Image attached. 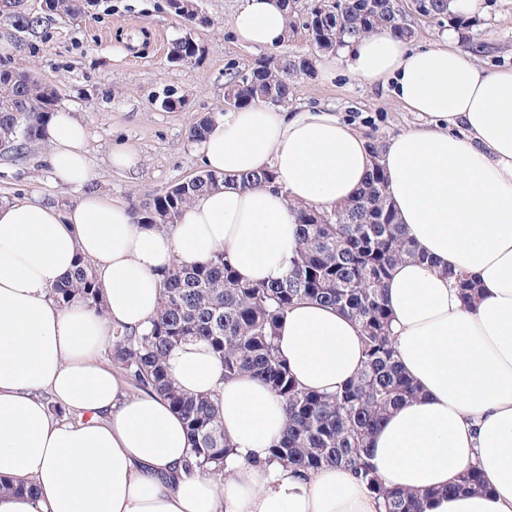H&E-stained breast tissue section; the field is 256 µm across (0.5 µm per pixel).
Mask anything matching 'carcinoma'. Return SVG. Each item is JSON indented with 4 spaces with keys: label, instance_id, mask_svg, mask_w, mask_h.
I'll use <instances>...</instances> for the list:
<instances>
[{
    "label": "carcinoma",
    "instance_id": "obj_1",
    "mask_svg": "<svg viewBox=\"0 0 512 512\" xmlns=\"http://www.w3.org/2000/svg\"><path fill=\"white\" fill-rule=\"evenodd\" d=\"M367 0H342V26L306 25L311 41L333 51L351 39L378 27L404 38L411 30L393 21V0H373L375 18L364 11ZM174 14L192 23L210 24L197 14L195 0H168ZM46 9L61 17L82 14L83 0H45ZM429 16L457 20L449 0H430ZM198 47L188 39L171 46V56L191 59ZM310 68L303 55L262 57L244 77L229 80L226 97L233 107L262 99L277 106L290 100L289 76ZM59 100L58 88L35 79L24 68L0 71V145L18 152L42 140L46 124ZM245 187L266 186L269 170L239 178ZM224 183V176L206 171L188 181L147 195L132 209L139 224L164 228L177 222L182 210L202 192ZM302 235L288 275L270 284H247L237 277L224 252L199 264L175 262L161 274L162 292L157 317L143 333H112V361L143 392L167 398L183 417L192 445L190 469L224 476L233 445L224 436V424L214 396L191 395L168 379L165 358L169 350L188 341L207 343L224 364V378L249 373L259 378L285 405L286 428L269 449L268 461L310 474L326 466L350 471L377 498L382 512H425L435 492L385 488L369 460V441L380 422L397 406L419 395L415 382L395 359L391 314L385 301V283L393 266L423 256L408 240L388 201L380 165L369 174L358 196L331 211L296 209ZM461 300L469 304L478 284L473 277L448 272ZM65 306L79 299L102 308V287L90 262L81 258L75 269L50 290ZM303 300L336 306L358 322L365 349L362 371L333 393L305 391L292 380L279 358L275 337L288 307ZM489 491L477 467L461 472L448 487L453 493Z\"/></svg>",
    "mask_w": 512,
    "mask_h": 512
}]
</instances>
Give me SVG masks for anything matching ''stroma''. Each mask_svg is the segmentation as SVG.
Instances as JSON below:
<instances>
[{
    "label": "stroma",
    "mask_w": 512,
    "mask_h": 512,
    "mask_svg": "<svg viewBox=\"0 0 512 512\" xmlns=\"http://www.w3.org/2000/svg\"><path fill=\"white\" fill-rule=\"evenodd\" d=\"M44 0H22L12 14H0V69L27 68L57 85L58 109L71 111L88 131L85 151L92 162L82 189L57 182L43 143L23 158L0 155V196H37L64 209L80 193L101 192L128 205L147 194L204 172L198 146L189 135L203 116L224 106L231 76L248 73L261 53L236 43L227 26L241 0H197L210 23L190 25L168 0H84L78 20L43 16L38 32L23 19L43 15ZM483 11L456 25L458 46L490 69L512 68V0H483ZM188 37L196 57L173 61L172 43ZM287 111L316 108L335 112L364 137L383 142L416 127L391 91L352 78L344 67L331 76L311 70L292 79ZM178 100L162 108L165 98ZM129 146L140 156L136 171L114 169V148Z\"/></svg>",
    "instance_id": "1"
}]
</instances>
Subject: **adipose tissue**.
<instances>
[{
	"mask_svg": "<svg viewBox=\"0 0 512 512\" xmlns=\"http://www.w3.org/2000/svg\"><path fill=\"white\" fill-rule=\"evenodd\" d=\"M229 27L240 44L267 50L289 33L280 0H242ZM455 38L450 29L415 48L380 27L320 58L324 74L345 66L418 114L381 155L330 111L257 101L214 113L200 153L224 184L168 229L136 223L129 206L96 192L63 214L35 197L0 204V512H379L344 469L305 475L267 463L283 403L253 375L225 378L206 344L171 349L165 365L179 390L215 394L234 444L224 479L189 470L182 416L162 396H128L101 356L113 328L146 331L174 261L220 250L240 280L285 278L301 237L295 208L350 202L376 164L426 260L399 262L385 284L398 364L420 395L376 428L370 462L387 488L436 490L426 512H512V69L482 66ZM85 139L71 112L47 123L57 181L89 180ZM263 169L272 184L238 183ZM81 257L93 263L102 311L48 297ZM451 271L478 282L474 302H461ZM276 345L295 380L319 392L348 382L365 359L358 324L315 301L289 308ZM472 465L490 492L448 494Z\"/></svg>",
	"mask_w": 512,
	"mask_h": 512,
	"instance_id": "1",
	"label": "adipose tissue"
}]
</instances>
